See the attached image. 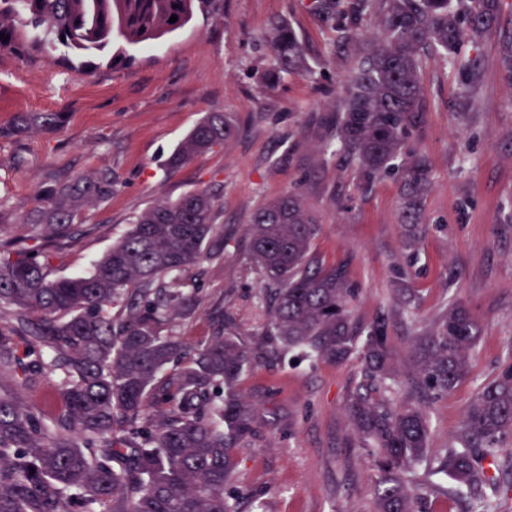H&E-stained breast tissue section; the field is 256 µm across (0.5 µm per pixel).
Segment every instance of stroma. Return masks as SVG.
<instances>
[{
    "mask_svg": "<svg viewBox=\"0 0 512 512\" xmlns=\"http://www.w3.org/2000/svg\"><path fill=\"white\" fill-rule=\"evenodd\" d=\"M359 0H221L183 28L148 46L124 47L119 61L31 63L0 51V127L19 112H60L61 128L15 142L0 137V209L12 219L35 204L39 189L103 168L112 171L110 200L88 207L83 232L66 248L58 272L86 271L132 218L162 200L198 190L216 199L224 226V260L182 274L200 303L174 332L188 344L212 335L219 314L256 343L267 318L259 275L244 257L250 214L288 190L302 194L320 231L313 256L344 267L355 290L353 318H390L399 398L413 395L412 340L454 301L480 328L466 378L427 401L428 459L440 458L460 434L476 392L512 357V0H500L498 24L481 41L455 51L479 71L461 98V70L437 57L422 60L423 112L408 139L428 165L425 232L417 254L404 247L400 180L365 178L336 140L341 87L356 50L325 19L357 10ZM295 29L307 68L268 83L269 24ZM209 112H229L236 135L175 170L163 163ZM415 302L403 308L397 291ZM361 380L358 361H312L298 352L259 362L242 391L257 427L237 455L233 485L268 499L267 512H373L369 457L353 448L345 411Z\"/></svg>",
    "mask_w": 512,
    "mask_h": 512,
    "instance_id": "1",
    "label": "stroma"
}]
</instances>
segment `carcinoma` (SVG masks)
I'll return each mask as SVG.
<instances>
[{
	"mask_svg": "<svg viewBox=\"0 0 512 512\" xmlns=\"http://www.w3.org/2000/svg\"><path fill=\"white\" fill-rule=\"evenodd\" d=\"M217 0H0V50L26 60L69 61L138 45L188 24ZM379 37L365 39L363 11L338 23L359 47L343 87L336 136L371 179L400 157L401 213L407 247L423 230L428 191L423 157L407 146L422 106V57L478 41L497 20L496 0H379ZM177 21L171 23V16ZM277 81L304 62L284 18L269 28ZM460 96L478 72L462 66ZM58 112H19L0 137L51 135ZM237 132L227 112H211L170 154L177 168ZM112 197L101 169L57 183L22 218L19 249L0 251V512H240L230 479L242 442L255 433V409L240 384L256 363L301 350L330 364L359 359L363 381L347 400L356 447L375 472L374 512H424L430 486L413 478L426 459L428 417L396 399L397 370L385 316L358 325L346 271L311 255L318 218L301 194L285 192L246 224V253L268 291V318L256 346L221 318L194 346L171 331L195 311L197 293L180 275L203 260H224V225L215 201L191 191L137 214L129 230L89 272L53 274L61 250L51 240L82 232L81 211ZM479 339L469 307L454 302L413 340L418 389L436 398L468 373ZM512 362L474 397L457 441L437 469L452 477L478 512H494L486 488L512 475Z\"/></svg>",
	"mask_w": 512,
	"mask_h": 512,
	"instance_id": "carcinoma-1",
	"label": "carcinoma"
}]
</instances>
